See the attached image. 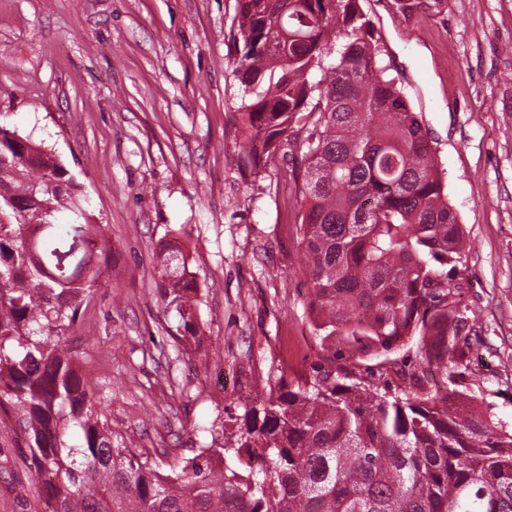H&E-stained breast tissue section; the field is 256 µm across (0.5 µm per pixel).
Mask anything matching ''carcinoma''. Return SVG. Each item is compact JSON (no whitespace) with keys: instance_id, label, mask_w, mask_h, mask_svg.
I'll return each instance as SVG.
<instances>
[{"instance_id":"carcinoma-1","label":"carcinoma","mask_w":512,"mask_h":512,"mask_svg":"<svg viewBox=\"0 0 512 512\" xmlns=\"http://www.w3.org/2000/svg\"><path fill=\"white\" fill-rule=\"evenodd\" d=\"M442 0H394L409 17ZM233 73L242 148L270 157L306 130L293 172L321 351L266 398L211 424L209 444L165 470L112 432L100 390L63 347L103 276L101 225L50 150L0 129V407L17 409L46 512H512V428L454 388L465 317L446 267L464 233L430 138L358 0H240ZM77 221L59 232L55 213ZM160 296L190 336L188 256L159 253ZM419 365L379 387L359 361L408 345ZM81 443L70 446V428Z\"/></svg>"}]
</instances>
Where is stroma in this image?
<instances>
[{"instance_id":"35a3bbf8","label":"stroma","mask_w":512,"mask_h":512,"mask_svg":"<svg viewBox=\"0 0 512 512\" xmlns=\"http://www.w3.org/2000/svg\"><path fill=\"white\" fill-rule=\"evenodd\" d=\"M359 7L465 234L447 267L470 343L457 388L512 423V0H443L409 20L392 0ZM238 13V0H0V123L52 149L111 243L65 346L113 431L173 466L224 408L318 354L288 180L302 150L245 164ZM173 239L199 288L200 334L184 340L159 295ZM1 412L0 512H43L16 414Z\"/></svg>"}]
</instances>
